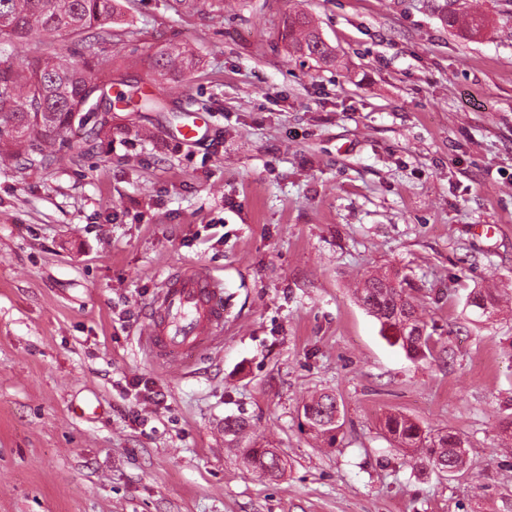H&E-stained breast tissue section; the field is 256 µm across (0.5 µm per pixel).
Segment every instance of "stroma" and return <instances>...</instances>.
Segmentation results:
<instances>
[{"instance_id": "obj_1", "label": "stroma", "mask_w": 512, "mask_h": 512, "mask_svg": "<svg viewBox=\"0 0 512 512\" xmlns=\"http://www.w3.org/2000/svg\"><path fill=\"white\" fill-rule=\"evenodd\" d=\"M311 17L334 65L299 57ZM488 20L471 39L449 13ZM101 81L149 90L198 52L164 110L68 136L77 161L0 169V512H507L512 504V0H224L178 18L130 0ZM80 63L77 38L14 40ZM201 116L207 138L174 132ZM224 281V344L181 371L140 345L176 269ZM408 276L434 331L415 361L356 298ZM509 298L492 318L474 291ZM328 391L341 426L302 406ZM99 404L79 416L75 406ZM398 411L468 440L446 476L385 434ZM240 421L244 433L224 430ZM270 444L272 478L241 451ZM281 37L293 52L301 56L323 62L333 60L331 50L304 13L288 16ZM337 415L340 416L339 405L335 395L330 393H321L303 406L306 424L318 433L338 429L340 425L334 424Z\"/></svg>"}]
</instances>
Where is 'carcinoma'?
Segmentation results:
<instances>
[{
  "instance_id": "1",
  "label": "carcinoma",
  "mask_w": 512,
  "mask_h": 512,
  "mask_svg": "<svg viewBox=\"0 0 512 512\" xmlns=\"http://www.w3.org/2000/svg\"><path fill=\"white\" fill-rule=\"evenodd\" d=\"M178 16L207 13L224 15V0H168ZM461 23L471 37L483 34L487 20L479 14L459 21L448 17V25ZM107 23H124L121 0H0V56L17 38L37 30L49 35L80 37L83 66L57 55H41L18 67L0 62V162L24 168H47L68 157L69 146L62 135L75 129L93 141L112 120V109L142 112L163 107L166 85L176 75L192 71L199 63L194 52L175 46L152 55L151 67L161 93H146L138 87L109 95L112 85L102 84L99 96L113 106L105 112H80L88 89L97 85L95 73L111 64L106 45L117 33ZM282 39L295 53L316 61L330 62L332 52L303 13L288 16ZM407 276L388 274L366 279L356 294L365 309L380 323L413 360L434 357L435 340L427 331L418 309L406 291ZM473 307L489 318L498 311V298L491 289L475 292ZM340 414L335 395L321 393L303 406L306 424L318 433L339 428ZM385 433L409 454L419 453L438 473L457 474L467 469V440L454 431L433 435L403 414L391 413L383 421ZM245 463L269 476L284 471V461L275 448L244 449Z\"/></svg>"
}]
</instances>
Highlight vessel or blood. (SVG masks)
I'll return each instance as SVG.
<instances>
[{
    "mask_svg": "<svg viewBox=\"0 0 512 512\" xmlns=\"http://www.w3.org/2000/svg\"><path fill=\"white\" fill-rule=\"evenodd\" d=\"M224 337V282L203 268L171 273L150 307L142 341L160 366L181 369Z\"/></svg>",
    "mask_w": 512,
    "mask_h": 512,
    "instance_id": "1",
    "label": "vessel or blood"
}]
</instances>
